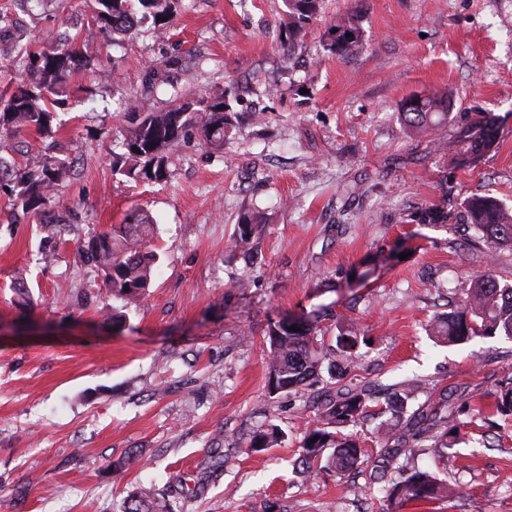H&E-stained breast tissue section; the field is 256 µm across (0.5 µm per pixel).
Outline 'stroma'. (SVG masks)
Masks as SVG:
<instances>
[{
  "mask_svg": "<svg viewBox=\"0 0 512 512\" xmlns=\"http://www.w3.org/2000/svg\"><path fill=\"white\" fill-rule=\"evenodd\" d=\"M282 0H175L166 34L146 22L113 36L89 0H0V36L39 47L59 31L87 60L68 79L57 132L15 135V167L55 156L52 232L0 189V512H123L140 488L176 512H512V420L461 428L448 457L409 438L391 458L357 426L368 460L336 475L295 465L326 392L394 384L416 392L397 426L442 402L492 408L512 378V340L448 346L425 327L470 276L512 284V248H489L465 202L512 206V0H322L284 61ZM357 15L364 47L330 50V24ZM221 91L236 126L223 146L191 130L161 183L116 172L128 105L167 110ZM448 95L441 130L456 140L478 113L495 142L469 166L399 117L413 95ZM150 212L158 261L124 305L80 250L95 233ZM261 215L250 253L233 245ZM24 274L31 306L16 304ZM122 313L113 321V313ZM312 324L322 346L354 327L359 348L338 377L271 394L270 325ZM274 425L278 444L250 449ZM136 451L122 478L114 463ZM435 468L456 491L390 506L375 480Z\"/></svg>",
  "mask_w": 512,
  "mask_h": 512,
  "instance_id": "obj_1",
  "label": "stroma"
}]
</instances>
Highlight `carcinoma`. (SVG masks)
Listing matches in <instances>:
<instances>
[{"label": "carcinoma", "mask_w": 512, "mask_h": 512, "mask_svg": "<svg viewBox=\"0 0 512 512\" xmlns=\"http://www.w3.org/2000/svg\"><path fill=\"white\" fill-rule=\"evenodd\" d=\"M174 0H96L94 19L100 27L114 34H125L141 23L151 20L154 28L163 30L171 18ZM285 10L280 18L281 45L284 57L294 47L306 27L321 12V0H284ZM336 30L330 43L336 55L349 58L362 48V35L357 16L344 14L332 26ZM28 76L23 86L7 99L0 98V187L13 179L10 193L16 205L37 217L47 216L57 204L55 188L70 172L67 160L53 157L20 172L7 165L6 155L13 143L6 138L22 129L50 136L56 119L54 106L63 104L60 96L71 73L81 64V52L75 41L64 44L45 42L29 54ZM448 99L441 94L412 96L400 104L401 119L416 132L432 135L448 120ZM136 120L125 128L122 146L124 157L130 161L124 167L129 177L142 176L161 181L168 176L169 152L186 132L201 124L206 140L214 145L224 144V136L233 126L230 106L220 93L206 97L196 104L173 103L165 112L155 111L149 104L135 101L130 104ZM495 122L487 117L474 120L458 140L462 160L472 159L493 140ZM139 152H134V149ZM466 212L491 246L512 247V210L491 195H475L466 201ZM261 218L254 215L239 226L233 239L236 248L247 253ZM153 220L143 210L136 209L126 217V223L114 225L108 231L94 236L87 247L88 257L94 261L106 285L115 295L132 304L140 300L151 283L156 256L147 250L152 237ZM431 333L444 343L463 344L474 337L504 336L512 339V285H502L487 273L474 274L460 292L458 305L438 315L430 322ZM270 353L268 361L271 394L286 392L308 380L319 377L323 356L313 326L302 325L293 331L282 323L268 330ZM358 336L346 329L336 336V350L344 361L356 356ZM415 388L407 383L394 392L384 407L375 415L403 411L406 402L414 397ZM496 413L512 417V382L504 386L495 402ZM369 410L362 393H347L325 405L316 427L307 435L303 446V460H325V467L333 472L348 471L363 462V453L350 435L342 432L365 420ZM460 424L454 414H434L423 422L422 432L434 439L436 447L448 448V440ZM279 432L270 426L253 437L250 448L260 451L277 442ZM331 453H326L327 449ZM452 489L439 480L431 470H416L393 483L385 490L390 503L429 501L449 495ZM123 512H175L166 506L154 508L151 492L135 493L127 500Z\"/></svg>", "instance_id": "obj_1"}]
</instances>
